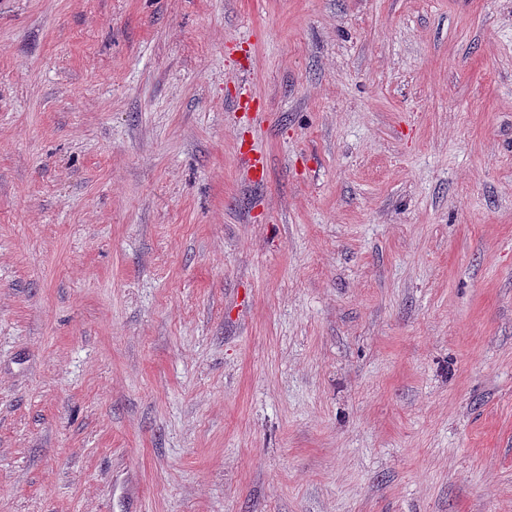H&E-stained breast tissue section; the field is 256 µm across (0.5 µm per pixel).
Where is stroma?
Wrapping results in <instances>:
<instances>
[{
	"instance_id": "1",
	"label": "stroma",
	"mask_w": 512,
	"mask_h": 512,
	"mask_svg": "<svg viewBox=\"0 0 512 512\" xmlns=\"http://www.w3.org/2000/svg\"><path fill=\"white\" fill-rule=\"evenodd\" d=\"M0 512H512V0H0Z\"/></svg>"
}]
</instances>
